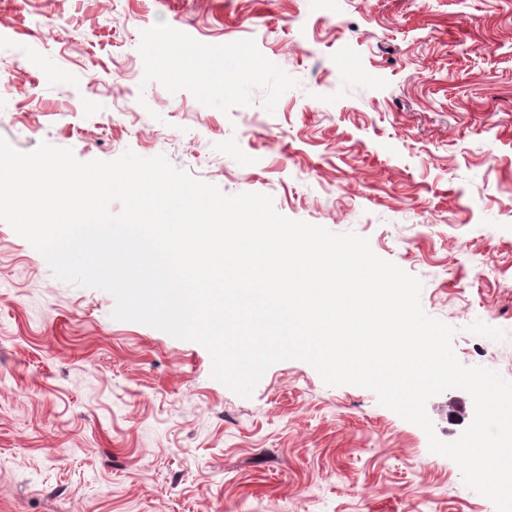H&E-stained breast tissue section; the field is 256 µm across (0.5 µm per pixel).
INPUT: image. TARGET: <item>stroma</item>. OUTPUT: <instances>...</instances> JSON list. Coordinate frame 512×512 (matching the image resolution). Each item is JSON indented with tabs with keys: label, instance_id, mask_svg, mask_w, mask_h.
<instances>
[{
	"label": "stroma",
	"instance_id": "stroma-1",
	"mask_svg": "<svg viewBox=\"0 0 512 512\" xmlns=\"http://www.w3.org/2000/svg\"><path fill=\"white\" fill-rule=\"evenodd\" d=\"M1 75L15 149L163 154L367 237L512 380V0H0ZM114 307L0 222V512H496L372 390L285 360L243 397ZM427 413L452 442L474 404Z\"/></svg>",
	"mask_w": 512,
	"mask_h": 512
}]
</instances>
